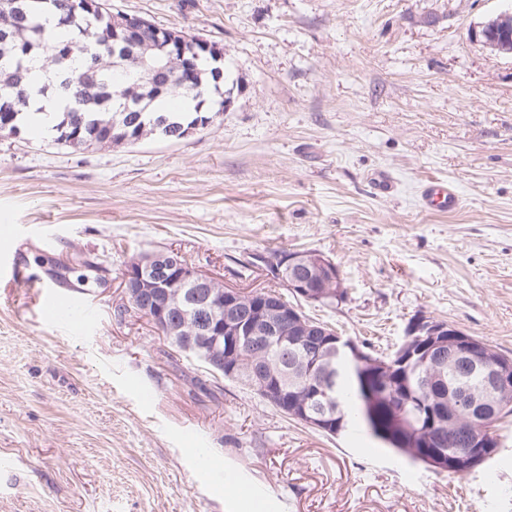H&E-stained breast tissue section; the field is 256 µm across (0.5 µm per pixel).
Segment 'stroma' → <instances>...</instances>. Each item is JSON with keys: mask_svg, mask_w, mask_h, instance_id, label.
Masks as SVG:
<instances>
[{"mask_svg": "<svg viewBox=\"0 0 512 512\" xmlns=\"http://www.w3.org/2000/svg\"><path fill=\"white\" fill-rule=\"evenodd\" d=\"M108 2L223 47L231 105L181 142L0 139V258L21 270L0 279V512H254L230 485L270 512H512V418L459 481L288 418L122 288L158 249L245 289L273 284L256 255L315 250L345 295L302 310L338 334L392 350L423 314L512 356V53L474 36L512 0ZM429 179L457 211L420 206ZM82 259L105 282L79 285ZM46 286L91 304L84 329L45 322Z\"/></svg>", "mask_w": 512, "mask_h": 512, "instance_id": "obj_1", "label": "stroma"}]
</instances>
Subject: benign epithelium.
<instances>
[{
	"instance_id": "benign-epithelium-1",
	"label": "benign epithelium",
	"mask_w": 512,
	"mask_h": 512,
	"mask_svg": "<svg viewBox=\"0 0 512 512\" xmlns=\"http://www.w3.org/2000/svg\"><path fill=\"white\" fill-rule=\"evenodd\" d=\"M114 20L128 36L148 24L145 18L130 14L116 16ZM267 262L295 298L310 304L336 299L340 274L325 255L293 252L270 257ZM130 279L136 284V311L167 336L178 339L182 350L206 354L211 364L228 375L241 371L256 379L255 389L266 401L317 430L337 434L335 416L322 403L298 391L287 396L281 382L272 381L279 365L266 357L265 350L271 342L299 351L303 359H295V365L304 367L305 358L315 357V366L330 388L335 385L336 361L340 359H350L360 366H386L382 359L365 360L350 340L315 324L298 307L288 304L284 296L278 294L260 307L253 305L251 299L265 290L228 288L220 279L182 263L175 251L157 250L142 255L123 276L125 282ZM245 343L256 348L257 353L244 363L240 351ZM446 348L460 359L465 371L483 370L484 393H498L512 382V364H487L475 338L448 322L425 315L408 322L398 355L405 362L422 356L435 366ZM485 447L486 443L470 438L465 448L451 457L435 454L433 464L440 470L449 466L475 468L484 458L479 449Z\"/></svg>"
}]
</instances>
